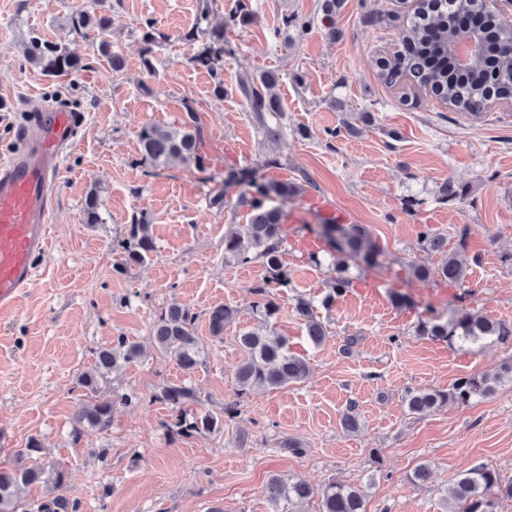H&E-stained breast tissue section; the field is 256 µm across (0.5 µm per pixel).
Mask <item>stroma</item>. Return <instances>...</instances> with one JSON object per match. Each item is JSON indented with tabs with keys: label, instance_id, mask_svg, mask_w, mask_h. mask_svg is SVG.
<instances>
[{
	"label": "stroma",
	"instance_id": "stroma-1",
	"mask_svg": "<svg viewBox=\"0 0 512 512\" xmlns=\"http://www.w3.org/2000/svg\"><path fill=\"white\" fill-rule=\"evenodd\" d=\"M250 3V21L234 26L228 19L237 0H0V159L30 108L65 102L86 116L63 160L50 255L18 307L0 313V470L22 465L30 438L43 445V480L21 489L23 503L64 496L79 501V512H274L265 488L277 475L316 487L332 479L362 486L367 512H449L446 492L471 467L490 463L512 480V377L502 372L512 347L484 340L452 348L414 332L418 320L460 307L512 322V103L493 104L475 120L416 86L379 80L375 62L398 50L413 0H342L329 23L321 0ZM79 6L109 17L107 38L124 68L113 70L91 39L69 32ZM204 9L211 24H225L234 48L215 75L190 62L184 41ZM150 23L168 39L149 50L142 34ZM35 34L80 56L83 68L44 75L25 54ZM267 70L279 75L284 112L276 143L265 140L238 90L240 73ZM219 78L220 95L213 91ZM190 110L211 175L274 154L281 164L264 178L304 187L281 206L282 258L293 285L279 291L285 308L276 325L309 362L300 383L247 394L235 383L242 360L235 336L255 325L254 289L265 280L260 262L224 259V231L246 223L247 209L211 207V186L194 167L156 170L142 159L139 128L180 126ZM363 112L375 113V123L357 137L341 134L343 121ZM448 179L464 193L444 203L439 187ZM92 192L99 224L84 221ZM141 213L155 250L144 264L117 271L118 244ZM329 217L366 225L382 264L353 268L346 296L320 313L327 335L316 346L289 303L325 289L330 269L312 258L324 253L317 228ZM424 224L452 246L467 233L476 262L466 283L441 278L435 256L426 261L427 282L412 277ZM395 292L410 295L413 306L394 308ZM175 302L196 313L207 350L190 374L153 340L155 319ZM219 305L238 315L215 339L208 314ZM120 336L144 354L99 382V396L113 401L110 427L74 436L73 412L88 397L80 378ZM350 336L357 343L342 354ZM473 372L499 376L494 393L408 412L409 392L442 389ZM173 383L195 389L196 411L220 415L233 403L235 418L217 432L175 435V410L160 398ZM351 404L356 433L341 426ZM288 439L302 453L285 450ZM422 464L432 471L423 485L412 479ZM58 469L66 475L60 485Z\"/></svg>",
	"mask_w": 512,
	"mask_h": 512
}]
</instances>
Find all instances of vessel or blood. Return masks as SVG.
Here are the masks:
<instances>
[{"instance_id": "vessel-or-blood-1", "label": "vessel or blood", "mask_w": 512, "mask_h": 512, "mask_svg": "<svg viewBox=\"0 0 512 512\" xmlns=\"http://www.w3.org/2000/svg\"><path fill=\"white\" fill-rule=\"evenodd\" d=\"M84 123V113L66 107L30 113L15 150L0 161V312L16 308L49 251L63 157Z\"/></svg>"}]
</instances>
